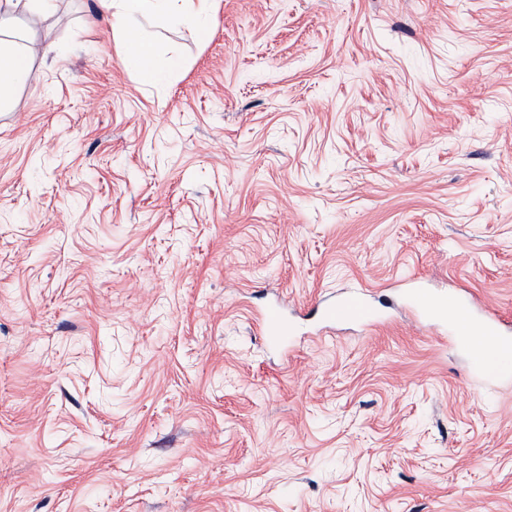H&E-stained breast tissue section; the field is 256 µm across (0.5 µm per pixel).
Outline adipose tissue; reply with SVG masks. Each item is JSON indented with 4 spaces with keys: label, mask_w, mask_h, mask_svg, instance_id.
Returning <instances> with one entry per match:
<instances>
[{
    "label": "adipose tissue",
    "mask_w": 512,
    "mask_h": 512,
    "mask_svg": "<svg viewBox=\"0 0 512 512\" xmlns=\"http://www.w3.org/2000/svg\"><path fill=\"white\" fill-rule=\"evenodd\" d=\"M102 8L114 20H125L137 16L161 17L173 26L189 24L199 32H206L212 18L211 0H100ZM122 56L130 63L142 84L160 82L165 70L176 67L177 58H169L167 67H160L155 61V48L140 39H123ZM35 57L31 46H16L0 39V104L7 101L12 89L25 82Z\"/></svg>",
    "instance_id": "ef3b65f1"
}]
</instances>
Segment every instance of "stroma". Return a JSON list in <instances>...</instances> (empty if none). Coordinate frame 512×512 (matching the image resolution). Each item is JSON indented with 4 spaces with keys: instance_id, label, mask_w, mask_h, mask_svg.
<instances>
[{
    "instance_id": "stroma-1",
    "label": "stroma",
    "mask_w": 512,
    "mask_h": 512,
    "mask_svg": "<svg viewBox=\"0 0 512 512\" xmlns=\"http://www.w3.org/2000/svg\"><path fill=\"white\" fill-rule=\"evenodd\" d=\"M98 0L0 107V512H512V0ZM363 289L379 326L301 319ZM297 330L271 350L255 321ZM211 0H100L117 22L137 16L162 17L173 26L189 24L206 34L212 18ZM121 47L123 59L134 67L142 84L150 85L164 79L166 71L156 63L155 48L150 42L123 37ZM409 303L416 311L417 318L431 322H448V310L462 313L470 321L472 332L478 336H487L493 344L491 355L469 345L472 355L473 367L482 373L496 374L498 370L489 366L492 362L510 360L512 358V338L508 336L503 327L505 325L496 314L488 312L480 321L474 317L468 308L465 299L459 296H439L429 292L426 288H412L409 294Z\"/></svg>"
}]
</instances>
